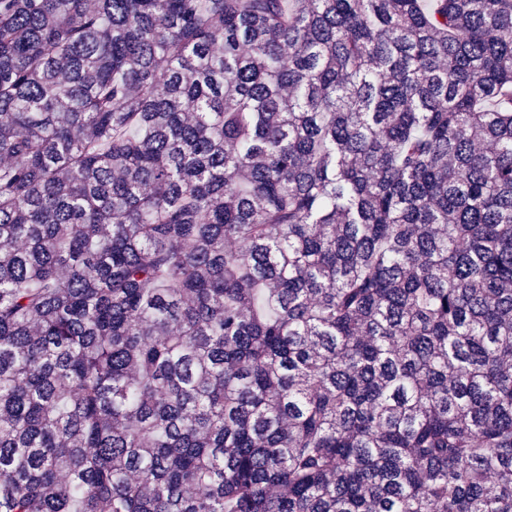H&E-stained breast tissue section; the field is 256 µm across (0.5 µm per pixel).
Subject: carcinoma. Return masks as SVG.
<instances>
[{
  "instance_id": "cac0c4a2",
  "label": "carcinoma",
  "mask_w": 512,
  "mask_h": 512,
  "mask_svg": "<svg viewBox=\"0 0 512 512\" xmlns=\"http://www.w3.org/2000/svg\"><path fill=\"white\" fill-rule=\"evenodd\" d=\"M0 512H512V0H0Z\"/></svg>"
}]
</instances>
